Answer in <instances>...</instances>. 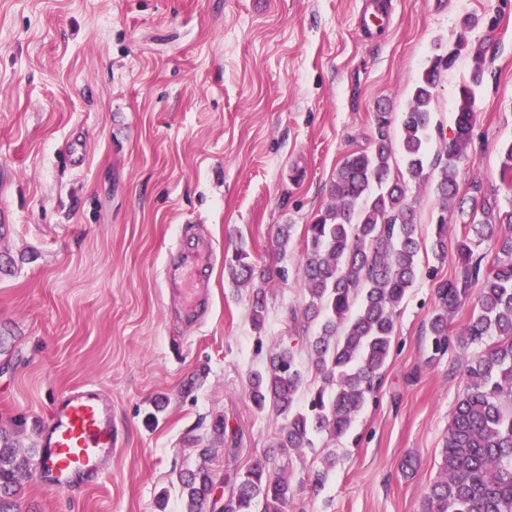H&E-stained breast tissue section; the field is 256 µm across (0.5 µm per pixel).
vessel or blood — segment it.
I'll return each instance as SVG.
<instances>
[{
    "label": "vessel or blood",
    "mask_w": 512,
    "mask_h": 512,
    "mask_svg": "<svg viewBox=\"0 0 512 512\" xmlns=\"http://www.w3.org/2000/svg\"><path fill=\"white\" fill-rule=\"evenodd\" d=\"M215 260L214 250L208 247L192 265L176 267L191 306L206 304V270ZM111 452L109 403L87 391L71 390L49 411L36 465L49 484L65 488L74 477L94 478L102 458Z\"/></svg>",
    "instance_id": "1"
}]
</instances>
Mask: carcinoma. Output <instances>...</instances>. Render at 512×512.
Masks as SVG:
<instances>
[{"mask_svg":"<svg viewBox=\"0 0 512 512\" xmlns=\"http://www.w3.org/2000/svg\"><path fill=\"white\" fill-rule=\"evenodd\" d=\"M469 53L475 67L459 88L452 137L435 163H427L433 104L443 72L458 56ZM484 47L458 38L434 55L419 78L402 113L398 164L390 137L392 113L380 106L373 115L376 137L366 150L348 154L330 186L332 203L305 226L300 276L308 302L307 328L319 323L309 342L311 368L320 384L310 392L307 408L294 410L304 385L295 347L277 346L270 367L248 378L254 406L288 416L274 444L283 452L314 448L325 435L342 437L373 392L390 355L399 308L421 273L416 237V211L407 185L435 177L441 204L433 217L431 251L437 261L448 253V213L455 212V274L438 283L429 339L432 355L441 356L452 343L450 321L465 305L473 312L464 327L460 348L481 350L464 355L465 390L458 399L441 449V477L423 493V512H512V204L473 203L455 206L460 166L469 161L475 113V88L483 82ZM493 244L494 256L478 248ZM232 281L245 284L256 272L249 253L239 247L225 264ZM265 296L253 291L252 321H264ZM275 458L256 460L244 472L224 476L228 493L223 512H255L262 500L273 512L293 497L285 467ZM30 458L8 439H0V512H15L11 497ZM187 490L186 512H214V478L200 467L181 478Z\"/></svg>","mask_w":512,"mask_h":512,"instance_id":"1","label":"carcinoma"}]
</instances>
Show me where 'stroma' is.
<instances>
[{
    "instance_id": "stroma-1",
    "label": "stroma",
    "mask_w": 512,
    "mask_h": 512,
    "mask_svg": "<svg viewBox=\"0 0 512 512\" xmlns=\"http://www.w3.org/2000/svg\"><path fill=\"white\" fill-rule=\"evenodd\" d=\"M379 2L389 22L367 41L362 0H0V430L36 456L52 403L75 388L107 398L113 429L99 479L59 489L30 471L18 512H184L182 473L204 465L220 480L273 454L288 419L257 411L247 381L283 344L306 387L318 383L291 320L307 302L304 228L330 203L344 157L371 146L378 105L405 111L430 58L457 38L486 48L460 191L512 196L500 178L512 0ZM474 66L464 54L442 75L432 148L450 137ZM185 235L223 256L245 243L272 270L263 330L251 285H233L222 261L208 312L185 319L163 273ZM437 266L402 303L384 375L348 433L275 454L292 477L287 512H421L465 385L459 348L429 356L454 256ZM328 452L336 468L314 488Z\"/></svg>"
}]
</instances>
